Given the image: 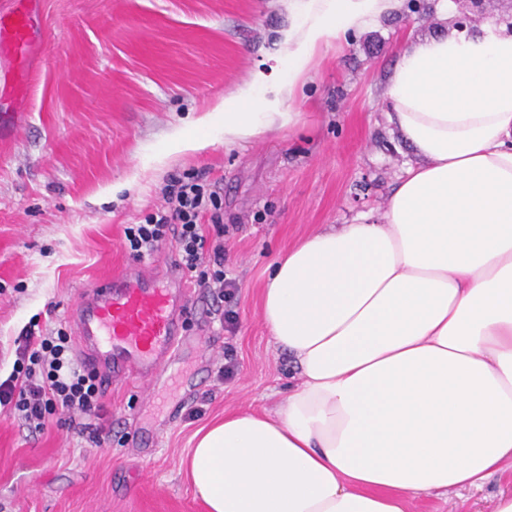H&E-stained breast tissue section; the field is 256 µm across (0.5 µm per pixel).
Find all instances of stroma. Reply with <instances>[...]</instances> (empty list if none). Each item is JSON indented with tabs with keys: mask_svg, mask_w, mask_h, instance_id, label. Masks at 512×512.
Wrapping results in <instances>:
<instances>
[{
	"mask_svg": "<svg viewBox=\"0 0 512 512\" xmlns=\"http://www.w3.org/2000/svg\"><path fill=\"white\" fill-rule=\"evenodd\" d=\"M296 0H33L39 42L31 88L0 140V375L17 339L68 320L83 290L132 258L123 227L143 221L165 180L204 173L222 189L233 294L214 304L193 289L190 342L160 380L105 384L110 434L91 446L49 422L32 433L0 410V512H207L180 462L195 432L241 411H272L299 383L261 319L276 258L330 224L382 222L413 155L387 117L386 88L403 44L445 30L512 21V0H400V7L316 59L286 102L292 127L228 145L200 127L257 70L287 71L279 37ZM202 134L204 150L166 157L173 136ZM132 189H125V182ZM233 324L220 323L223 311ZM234 360L226 382L218 369ZM512 471L481 488L412 497L410 512H492Z\"/></svg>",
	"mask_w": 512,
	"mask_h": 512,
	"instance_id": "1",
	"label": "stroma"
}]
</instances>
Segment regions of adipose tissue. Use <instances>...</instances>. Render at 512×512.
<instances>
[{"mask_svg":"<svg viewBox=\"0 0 512 512\" xmlns=\"http://www.w3.org/2000/svg\"><path fill=\"white\" fill-rule=\"evenodd\" d=\"M399 0H305L288 77L255 71L209 113L225 144L295 122L322 46ZM387 116L415 160L379 224L315 231L275 262L261 317L299 385L225 415L183 460L209 512H407L512 469V27L405 46Z\"/></svg>","mask_w":512,"mask_h":512,"instance_id":"obj_1","label":"adipose tissue"}]
</instances>
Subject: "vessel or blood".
<instances>
[{
	"label": "vessel or blood",
	"instance_id": "vessel-or-blood-1",
	"mask_svg": "<svg viewBox=\"0 0 512 512\" xmlns=\"http://www.w3.org/2000/svg\"><path fill=\"white\" fill-rule=\"evenodd\" d=\"M34 15L31 0H16L0 15V58L26 70ZM189 289L178 271L161 275L140 264L84 292L71 313L81 360L115 381L153 383L184 343Z\"/></svg>",
	"mask_w": 512,
	"mask_h": 512
}]
</instances>
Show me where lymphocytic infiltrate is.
Segmentation results:
<instances>
[{
  "label": "lymphocytic infiltrate",
  "mask_w": 512,
  "mask_h": 512,
  "mask_svg": "<svg viewBox=\"0 0 512 512\" xmlns=\"http://www.w3.org/2000/svg\"><path fill=\"white\" fill-rule=\"evenodd\" d=\"M162 202L143 223L124 229L126 244L137 261L152 259L168 241H175L174 263L196 286L223 301L231 282L224 274V211L221 194L202 176L169 181L160 190ZM11 374L0 381V407L17 413L28 429L43 431L51 416L82 417L81 431L102 445L105 407L96 371L72 356L63 327L43 333L26 329L15 350Z\"/></svg>",
  "instance_id": "1"
}]
</instances>
